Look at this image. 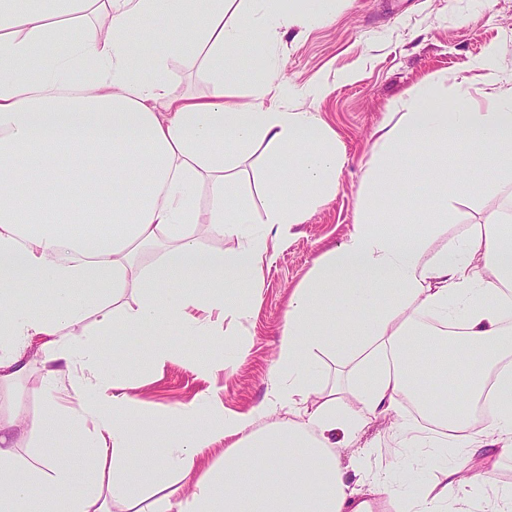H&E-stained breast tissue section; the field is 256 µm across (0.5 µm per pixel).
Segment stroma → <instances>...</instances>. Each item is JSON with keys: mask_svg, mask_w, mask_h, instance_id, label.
<instances>
[{"mask_svg": "<svg viewBox=\"0 0 512 512\" xmlns=\"http://www.w3.org/2000/svg\"><path fill=\"white\" fill-rule=\"evenodd\" d=\"M492 45L499 49L502 79L511 86L512 0H338L334 13L323 21L281 31L278 69L282 81L292 88L282 104L313 112L335 133L344 159L336 194L303 223L292 226L264 269L250 316L226 324L234 339L249 346L247 357L237 366L224 365L233 355L232 347L212 336L187 335L174 322L147 336L99 337L104 367H111L114 349L134 352L136 359L127 372L129 392L147 413L188 405L207 388V381L188 366L191 358L220 366L217 383L223 388L226 409L246 411L264 400L289 298L306 281L315 260L342 243L351 230L356 194L372 158L376 130L390 104L435 72L448 76L449 111L459 107L455 86L460 82L473 101H481L483 79L471 63ZM317 85L323 89L318 97L311 93ZM509 209L512 187L485 198L459 196L447 224L429 240L428 248L434 251L458 240L472 225L490 222L495 211ZM159 341L182 348L186 358L155 365L150 346ZM42 376L43 367L36 360L13 384L0 387V411L15 407L24 418V429L16 436L23 459L41 444V422L49 407L40 390ZM331 441L344 450L341 466L350 485L357 480L351 465L355 455L370 456L403 478L417 476L431 482L437 476L435 461L402 447L395 422L384 417L374 420L352 445H345L338 431Z\"/></svg>", "mask_w": 512, "mask_h": 512, "instance_id": "stroma-1", "label": "stroma"}]
</instances>
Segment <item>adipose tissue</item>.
<instances>
[{"mask_svg": "<svg viewBox=\"0 0 512 512\" xmlns=\"http://www.w3.org/2000/svg\"><path fill=\"white\" fill-rule=\"evenodd\" d=\"M146 18L187 22L189 35L154 39L142 59L123 34ZM305 21L281 0H0V383L17 379L34 354L42 390L55 397L41 449L28 459L16 452V417H0V512H109L108 501L143 498V512H367L342 478L330 435L357 440L407 398L441 423L435 435L402 427L403 446L439 461L437 480L399 493L394 471L361 456L362 481L398 495L401 512H512V484L494 477L512 457V213L427 251L456 194L512 185V87L501 85L496 50L473 63L483 102L463 87L460 108L447 112L446 79L434 73L392 103L398 120L377 129L352 231L290 296L260 405L225 410L213 385L185 410L142 420L127 391L126 356L104 373L86 339L91 316L101 335L170 322L223 335L225 322L250 312L236 283L260 287L291 227L335 194V136L312 112L277 102L286 93L276 82L279 32ZM249 39L266 53L253 101L238 102L224 78L236 74ZM43 43L61 50L36 56ZM174 58L198 61L208 95L174 93ZM417 145L431 160L407 166ZM259 147L258 211L241 166ZM19 161L26 176L15 174ZM397 181L417 192L407 219L418 231L398 229L406 218L388 204ZM203 235L217 247H202ZM146 249L154 260L144 265ZM430 321L454 327L447 351L436 350ZM420 349L461 371L465 390L421 388L428 369L412 362ZM322 353L346 368L345 382L317 385ZM202 406L215 421L182 430L183 414ZM142 433L146 448L131 457ZM67 440L83 450L78 464L54 452ZM219 443L220 463L201 464ZM172 475L186 491L170 489Z\"/></svg>", "mask_w": 512, "mask_h": 512, "instance_id": "adipose-tissue-1", "label": "adipose tissue"}]
</instances>
